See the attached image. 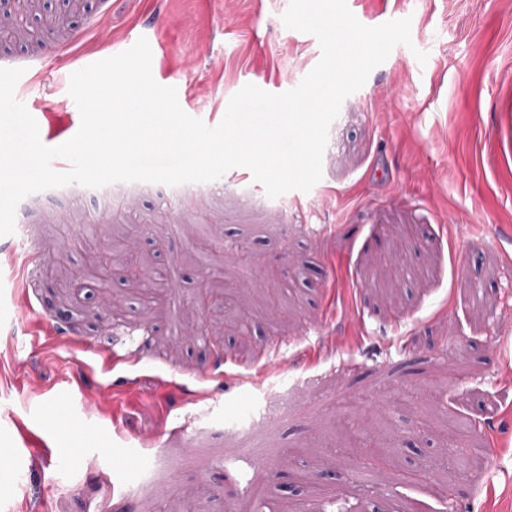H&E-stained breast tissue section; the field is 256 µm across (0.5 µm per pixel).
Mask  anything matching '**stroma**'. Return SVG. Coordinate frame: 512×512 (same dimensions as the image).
Returning <instances> with one entry per match:
<instances>
[{
	"label": "stroma",
	"mask_w": 512,
	"mask_h": 512,
	"mask_svg": "<svg viewBox=\"0 0 512 512\" xmlns=\"http://www.w3.org/2000/svg\"><path fill=\"white\" fill-rule=\"evenodd\" d=\"M288 5L155 0L144 21L137 0H43L0 67L42 73L29 108L53 147L80 127L79 59L143 37L155 80L216 124L244 85L319 61ZM347 5L367 26L410 18L412 44L343 102L309 191L272 199L234 168L202 196L116 183L18 204L24 240L0 236V512H512V0ZM92 230L172 283L88 277ZM206 292L221 309L198 310ZM104 336L131 362L104 367ZM287 393L281 419L268 402ZM131 448L143 472L115 467Z\"/></svg>",
	"instance_id": "stroma-1"
}]
</instances>
